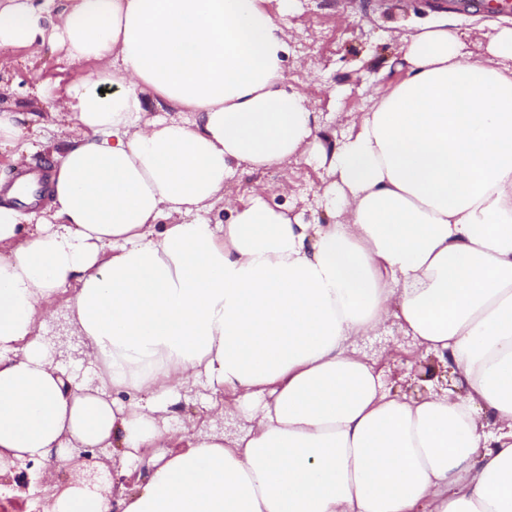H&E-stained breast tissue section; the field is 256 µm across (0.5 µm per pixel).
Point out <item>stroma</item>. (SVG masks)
<instances>
[{"label": "stroma", "instance_id": "stroma-1", "mask_svg": "<svg viewBox=\"0 0 512 512\" xmlns=\"http://www.w3.org/2000/svg\"><path fill=\"white\" fill-rule=\"evenodd\" d=\"M467 0H296L288 14H280L279 0H266V9L277 15L289 47L285 62L286 83L314 104L324 145H333L352 118L363 112L371 93L384 92L402 77L404 64L400 51L402 38L442 23L455 31L471 51L484 49L495 27L512 24V15L490 10L466 11ZM95 63H70L64 47L47 45L37 60H30L24 47H0V113L21 115L25 137L48 139V148L14 161L12 153L0 152V187L13 185L19 172L49 163L54 151L76 138L73 123L58 111L77 82L89 79ZM327 178L325 168L290 159L267 170L248 164L236 165L224 193L247 199L252 188L266 189V199L290 211L302 222L327 223L329 217L317 202L316 191ZM358 349L377 361L382 380L392 391L409 394L422 359L406 344L397 321H389L384 331L359 340ZM211 390L197 386L180 391L168 404L162 417L170 430L172 452L186 451L181 441L184 425L236 437L248 423L237 413L220 414L213 409ZM156 455L145 448L135 460H127L119 447L72 455L68 460L53 458L35 462L28 473L20 469H0V487L9 490L11 501L23 512H44L46 501L34 483L65 485L82 479L90 469L117 478L122 491L131 495L145 484Z\"/></svg>", "mask_w": 512, "mask_h": 512}]
</instances>
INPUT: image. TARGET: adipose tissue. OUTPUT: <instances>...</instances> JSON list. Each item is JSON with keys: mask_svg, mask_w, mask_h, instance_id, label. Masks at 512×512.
Returning <instances> with one entry per match:
<instances>
[{"mask_svg": "<svg viewBox=\"0 0 512 512\" xmlns=\"http://www.w3.org/2000/svg\"><path fill=\"white\" fill-rule=\"evenodd\" d=\"M55 18L0 0V47L97 65L46 215L0 206V457L159 454L129 496L45 485L50 512H512V26L481 54L442 24L404 41L405 74L328 150L263 0H62ZM145 87L180 118L142 123ZM303 150L329 223L260 190L206 220L235 164ZM73 282L95 387L36 331ZM393 318L447 391L384 388L356 342ZM202 379L248 430L166 453L160 407Z\"/></svg>", "mask_w": 512, "mask_h": 512, "instance_id": "obj_1", "label": "adipose tissue"}]
</instances>
